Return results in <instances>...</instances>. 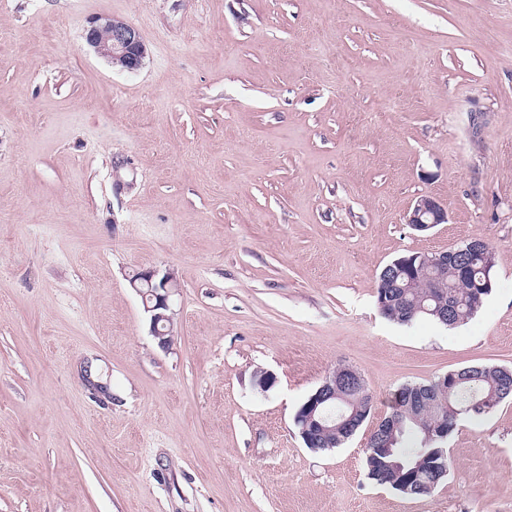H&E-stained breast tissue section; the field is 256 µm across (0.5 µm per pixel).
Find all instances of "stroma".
Wrapping results in <instances>:
<instances>
[{"label": "stroma", "mask_w": 512, "mask_h": 512, "mask_svg": "<svg viewBox=\"0 0 512 512\" xmlns=\"http://www.w3.org/2000/svg\"><path fill=\"white\" fill-rule=\"evenodd\" d=\"M469 238L471 319L382 315L387 263ZM168 268L162 349L129 279ZM340 363L372 411L314 452L294 417ZM473 364L512 367V0H0V512H512L510 400L429 494L368 477L397 390ZM85 39L98 55L122 70L134 72L142 66L145 43L139 31L125 22L96 19L86 29ZM448 221V209L430 196L419 198L407 217V224L417 231H428Z\"/></svg>", "instance_id": "35a3bbf8"}]
</instances>
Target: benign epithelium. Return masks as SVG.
Returning a JSON list of instances; mask_svg holds the SVG:
<instances>
[{
  "mask_svg": "<svg viewBox=\"0 0 512 512\" xmlns=\"http://www.w3.org/2000/svg\"><path fill=\"white\" fill-rule=\"evenodd\" d=\"M85 39L89 46L101 57L121 69L134 72L143 63L146 55V46L139 31L133 26L111 19H96L90 22L86 29ZM407 223L417 231H428L439 224L448 223V209L439 201L423 196L414 204L407 217ZM456 251L437 252L431 256L419 257L418 264L404 258L393 261V265L403 272L404 276L411 277L422 269L430 280H441L448 271V256ZM130 285L142 297L144 311L149 315L151 335L158 341V345L167 348L171 344L173 327V312L170 307V297L177 288L174 271L167 269L163 272L147 270L138 273V277L130 281ZM348 384L356 390H363L366 384L361 375L349 366H340L330 370L323 378L322 383L315 389V394L309 399V412L307 415H296L294 422H303L299 429L300 437L305 445H310L309 425L315 422L316 412H321L320 422L322 429L328 428L353 434L364 422L356 418V413L341 410L336 416L325 413L321 404L327 400L336 399L338 387Z\"/></svg>",
  "mask_w": 512,
  "mask_h": 512,
  "instance_id": "benign-epithelium-1",
  "label": "benign epithelium"
}]
</instances>
